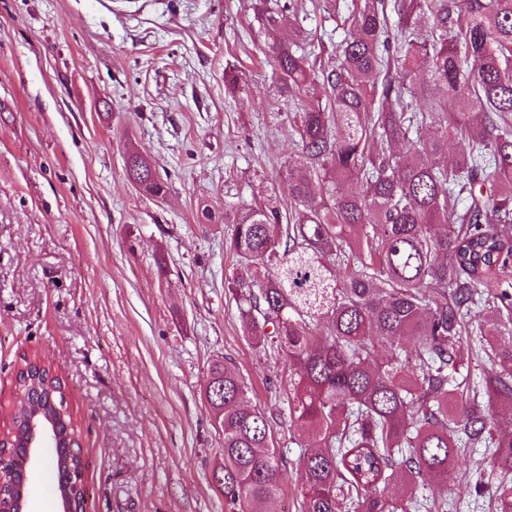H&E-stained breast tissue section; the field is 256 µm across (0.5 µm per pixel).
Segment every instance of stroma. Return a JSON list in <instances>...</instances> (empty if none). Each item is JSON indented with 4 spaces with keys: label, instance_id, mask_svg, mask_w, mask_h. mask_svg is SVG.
<instances>
[{
    "label": "stroma",
    "instance_id": "obj_1",
    "mask_svg": "<svg viewBox=\"0 0 512 512\" xmlns=\"http://www.w3.org/2000/svg\"><path fill=\"white\" fill-rule=\"evenodd\" d=\"M258 0H0V429L23 355L62 376L86 461V512H229L204 390L231 359L283 456L272 512H302L288 367L243 332L225 285V206L287 211L293 105ZM236 79L228 92L225 82ZM150 158L164 197L124 158ZM28 512H59L40 449ZM457 460L452 512H496ZM125 172L128 179L146 194L158 198L165 195V182L151 161L143 154L128 153L125 157Z\"/></svg>",
    "mask_w": 512,
    "mask_h": 512
}]
</instances>
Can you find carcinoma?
Here are the masks:
<instances>
[{
  "instance_id": "1",
  "label": "carcinoma",
  "mask_w": 512,
  "mask_h": 512,
  "mask_svg": "<svg viewBox=\"0 0 512 512\" xmlns=\"http://www.w3.org/2000/svg\"><path fill=\"white\" fill-rule=\"evenodd\" d=\"M348 12L351 36L327 55L305 49L286 23L297 5L263 11L272 33L271 63L280 97L309 102L294 113L299 161L288 195L294 214L274 207L224 211L233 225L226 251L258 276L227 279L245 331L288 364L290 419L305 431L300 495L304 512H448L463 448L490 450L488 476L474 490L494 491L498 512H512V430L495 405L512 409V371L466 388L450 373L470 367L464 343L512 364V0H324L332 18ZM398 17L392 33L388 13ZM431 20L418 39L420 18ZM425 73L438 97L413 105ZM427 126L431 135H412ZM467 147L440 162L448 138ZM128 179L161 198L166 185L141 153L125 157ZM360 190L348 192L345 183ZM483 304L494 328L464 322ZM385 360L375 361L377 353ZM15 401L5 495L20 508L23 429L56 431L63 457L74 421L63 384L37 355L24 358ZM207 403L224 435L218 484L231 512H269L280 494L282 458L266 412L229 360L209 369ZM442 488L418 499L419 479ZM404 495L386 493L389 482ZM58 500L84 503L69 483Z\"/></svg>"
}]
</instances>
